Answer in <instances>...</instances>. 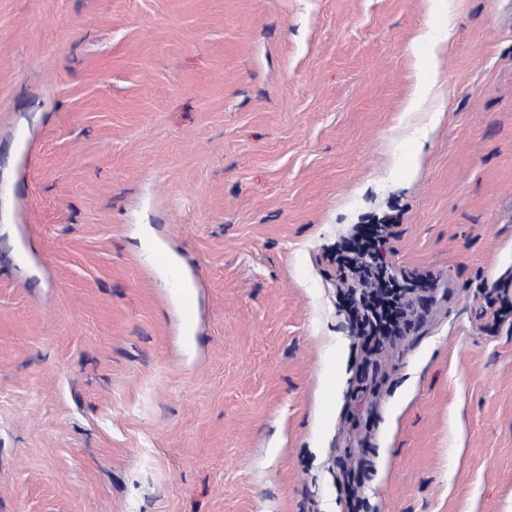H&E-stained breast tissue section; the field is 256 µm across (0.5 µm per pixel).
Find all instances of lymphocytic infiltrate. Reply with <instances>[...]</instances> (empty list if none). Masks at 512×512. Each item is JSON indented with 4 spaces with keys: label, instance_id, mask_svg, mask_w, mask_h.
<instances>
[{
    "label": "lymphocytic infiltrate",
    "instance_id": "obj_1",
    "mask_svg": "<svg viewBox=\"0 0 512 512\" xmlns=\"http://www.w3.org/2000/svg\"><path fill=\"white\" fill-rule=\"evenodd\" d=\"M394 232L389 224H367L336 248L338 284L366 353L386 341L403 336L416 304L414 291L420 282L410 275L404 285L387 276L384 253Z\"/></svg>",
    "mask_w": 512,
    "mask_h": 512
}]
</instances>
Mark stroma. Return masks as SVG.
Wrapping results in <instances>:
<instances>
[{
	"label": "stroma",
	"instance_id": "35a3bbf8",
	"mask_svg": "<svg viewBox=\"0 0 512 512\" xmlns=\"http://www.w3.org/2000/svg\"><path fill=\"white\" fill-rule=\"evenodd\" d=\"M452 2L0 0V512H347L361 456L368 512H512V0ZM386 214L434 284L371 392L328 256ZM447 38H440L433 44V50L425 65V76L418 78L415 92L408 100L405 112H417L430 94L440 75L441 55L445 51ZM170 288L172 292L179 295L180 317L182 323L192 326L198 318V307L196 301V288H199L198 281L192 282L189 286L187 274L181 267H170L166 269ZM497 303L499 306H496ZM486 305L495 324L500 323L506 315L512 313V291L509 294L508 284L494 288L487 296Z\"/></svg>",
	"mask_w": 512,
	"mask_h": 512
}]
</instances>
